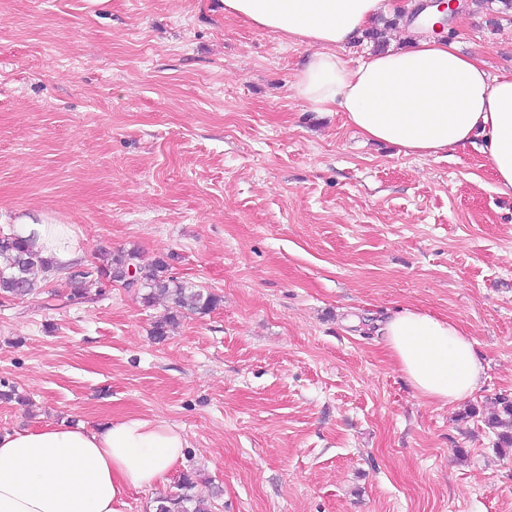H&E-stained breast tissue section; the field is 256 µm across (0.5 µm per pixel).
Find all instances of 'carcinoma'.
<instances>
[{
    "label": "carcinoma",
    "instance_id": "obj_1",
    "mask_svg": "<svg viewBox=\"0 0 512 512\" xmlns=\"http://www.w3.org/2000/svg\"><path fill=\"white\" fill-rule=\"evenodd\" d=\"M0 298L21 299L35 292L39 278L58 271L54 261L30 249L26 241L15 233L0 235ZM135 270L143 299L151 302L158 296L168 299L170 306L153 326L152 336L158 341L167 338L170 328L186 313L207 314L217 307L220 297L203 288H189L170 275L169 264L157 259L142 264L136 251L113 252L102 264H91L68 272L71 288L69 300L79 302L90 297L91 289L103 288L120 281L129 269ZM502 413L487 419L490 427L499 430L496 447L501 452L512 449V400L502 399ZM191 475L186 474L177 485V491L159 497L155 512H212L210 499L194 492Z\"/></svg>",
    "mask_w": 512,
    "mask_h": 512
}]
</instances>
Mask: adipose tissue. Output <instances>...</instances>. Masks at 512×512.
Masks as SVG:
<instances>
[{
	"label": "adipose tissue",
	"instance_id": "obj_1",
	"mask_svg": "<svg viewBox=\"0 0 512 512\" xmlns=\"http://www.w3.org/2000/svg\"><path fill=\"white\" fill-rule=\"evenodd\" d=\"M384 0H221L240 18L307 47L294 96L316 112H339L367 140L435 157L479 144L497 189L512 194V71L490 76L455 42L406 31L398 45L356 63L348 44L372 25ZM17 234L56 265L78 255L65 225L19 220ZM389 357L416 393L451 405L478 391L485 369L459 323L413 307L382 324ZM187 441L140 416L0 432V512H116L132 489L158 485Z\"/></svg>",
	"mask_w": 512,
	"mask_h": 512
}]
</instances>
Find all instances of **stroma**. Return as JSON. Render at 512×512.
<instances>
[{
  "label": "stroma",
  "instance_id": "1",
  "mask_svg": "<svg viewBox=\"0 0 512 512\" xmlns=\"http://www.w3.org/2000/svg\"><path fill=\"white\" fill-rule=\"evenodd\" d=\"M441 34L512 70L501 0ZM306 53L219 0H0V231L65 224L81 264L132 249L221 298L162 342L165 301L118 282L0 300V431L179 429L184 459L118 512L186 473L213 512H512L484 422L512 398V195L476 147L411 156L310 110ZM409 305L469 333L473 397L423 401L388 357L375 322Z\"/></svg>",
  "mask_w": 512,
  "mask_h": 512
}]
</instances>
